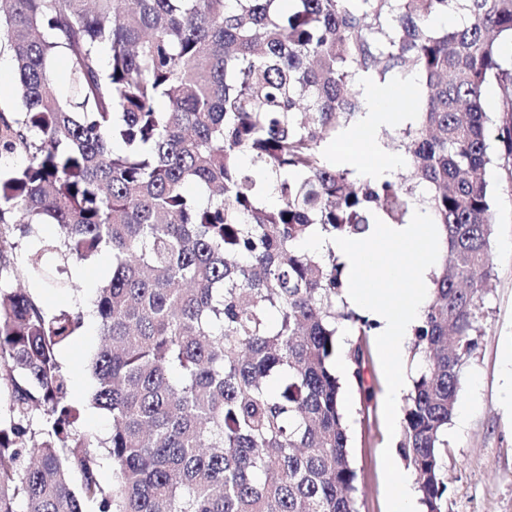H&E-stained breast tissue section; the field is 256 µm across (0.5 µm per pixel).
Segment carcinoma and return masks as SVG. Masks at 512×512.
<instances>
[{"label":"carcinoma","instance_id":"cac0c4a2","mask_svg":"<svg viewBox=\"0 0 512 512\" xmlns=\"http://www.w3.org/2000/svg\"><path fill=\"white\" fill-rule=\"evenodd\" d=\"M450 12L457 26L434 25ZM507 42L512 0H0L18 86L0 156H26L0 167V512H358L341 395L364 390L367 354L336 332L376 324L344 300L335 251L300 244L404 224L416 205L444 248L398 448L424 512H443L440 460L494 276L488 171L512 182ZM415 74L416 121L383 133L406 172L331 164L324 143L368 86ZM492 79L505 97L491 141ZM12 224L57 227L28 274L112 252L91 360L104 439L78 427L60 362L83 317L13 287Z\"/></svg>","mask_w":512,"mask_h":512}]
</instances>
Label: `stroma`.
<instances>
[{"label": "stroma", "mask_w": 512, "mask_h": 512, "mask_svg": "<svg viewBox=\"0 0 512 512\" xmlns=\"http://www.w3.org/2000/svg\"><path fill=\"white\" fill-rule=\"evenodd\" d=\"M494 209L495 235L491 259L496 275L487 285L488 312L483 336L469 361L455 410L465 422L451 420L443 459L447 485L445 512H512V188L499 185ZM112 268L104 251L82 263L81 274L67 272L50 280L27 277L21 284L50 308L82 312L84 324L61 352L70 375V397L82 405V430L107 436L111 419L94 408L95 380L87 368L100 346L98 318L91 312L96 290ZM365 369V388H344L342 408L351 425L359 512H389L393 471L412 478L406 463L392 465L390 441L383 416L387 384L374 338Z\"/></svg>", "instance_id": "stroma-1"}]
</instances>
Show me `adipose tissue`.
Instances as JSON below:
<instances>
[{
	"label": "adipose tissue",
	"mask_w": 512,
	"mask_h": 512,
	"mask_svg": "<svg viewBox=\"0 0 512 512\" xmlns=\"http://www.w3.org/2000/svg\"><path fill=\"white\" fill-rule=\"evenodd\" d=\"M411 118V113L395 111L392 97L371 96L367 112L340 131L329 151L339 167L355 168L377 179L392 177L403 160L383 145L378 134Z\"/></svg>",
	"instance_id": "adipose-tissue-1"
}]
</instances>
